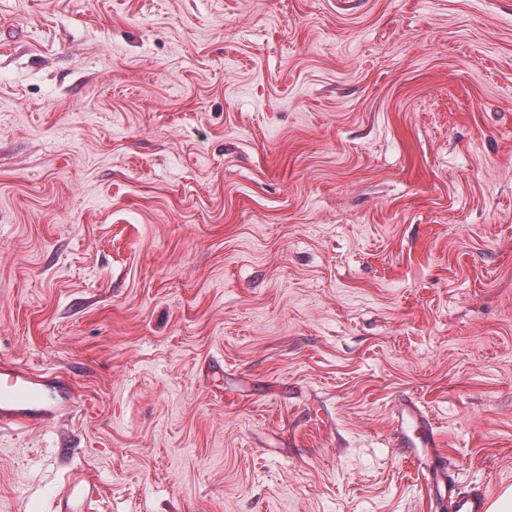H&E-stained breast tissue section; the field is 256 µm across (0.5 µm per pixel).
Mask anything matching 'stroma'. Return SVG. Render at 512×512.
I'll use <instances>...</instances> for the list:
<instances>
[{"label":"stroma","instance_id":"35a3bbf8","mask_svg":"<svg viewBox=\"0 0 512 512\" xmlns=\"http://www.w3.org/2000/svg\"><path fill=\"white\" fill-rule=\"evenodd\" d=\"M0 512L512 489V0H0ZM63 389L16 366L0 367V427L24 426L53 412ZM394 441L404 457L417 463L437 512H487L486 494L465 490L459 474L449 470L432 422L412 400L398 408ZM98 494L97 486L82 473L69 475L62 496L64 509L61 508L60 512L89 511Z\"/></svg>","mask_w":512,"mask_h":512}]
</instances>
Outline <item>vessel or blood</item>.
Returning <instances> with one entry per match:
<instances>
[{
    "instance_id": "obj_1",
    "label": "vessel or blood",
    "mask_w": 512,
    "mask_h": 512,
    "mask_svg": "<svg viewBox=\"0 0 512 512\" xmlns=\"http://www.w3.org/2000/svg\"><path fill=\"white\" fill-rule=\"evenodd\" d=\"M57 400L44 378L16 366L0 367V427L48 417ZM394 441L404 457L417 463L437 512H487L486 494L465 490L459 475L449 470L432 422L414 401L401 403ZM97 496L96 485L85 475L68 476L63 512H89Z\"/></svg>"
}]
</instances>
